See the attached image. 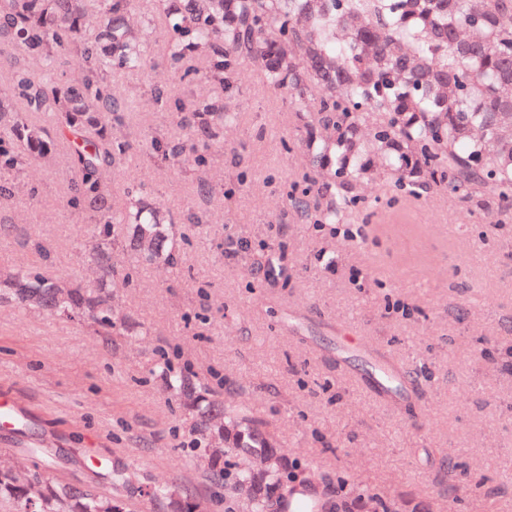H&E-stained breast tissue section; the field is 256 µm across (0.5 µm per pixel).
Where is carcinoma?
<instances>
[{
    "instance_id": "obj_1",
    "label": "carcinoma",
    "mask_w": 512,
    "mask_h": 512,
    "mask_svg": "<svg viewBox=\"0 0 512 512\" xmlns=\"http://www.w3.org/2000/svg\"><path fill=\"white\" fill-rule=\"evenodd\" d=\"M110 18L84 54L82 75L60 87L34 76L12 55V101H0V171L20 173L34 157L54 150L30 113L52 114L58 134L69 140L75 190L98 210L93 232L99 241L91 260L101 272L96 288H72L21 268L3 283L21 304L69 317L92 319L111 332L121 325L112 312L105 282L121 274L112 263V238L127 232L141 265L174 264L176 247L161 211L146 204L143 188L127 189L122 208L101 209L112 170L126 155L112 137V122L124 103L105 75L116 67L145 65L143 31L134 27V0H106ZM162 0L164 27L172 31L171 61L182 67L186 51L206 55L224 100L197 101L182 124L193 129L195 163L205 166L223 147L224 122L235 108L233 75L244 59L261 65L266 80L288 95L296 112H311L300 141L321 161L326 200H292L304 219L336 224L355 207L354 185L370 176L394 177L411 196L448 185L462 197L494 200L512 208V0ZM82 0H0V56L11 50L47 61L83 46ZM379 112L378 125L364 128L365 115ZM427 181H420L421 176ZM166 384L196 413L199 431L223 447L211 449L212 477L225 479L227 459L236 458L231 487L252 478L270 458L282 459L263 424L228 412L191 379L160 368ZM260 497L250 512H268L273 495L294 474L286 465L267 466ZM12 512H130L120 496L52 484L36 475L0 469V501Z\"/></svg>"
}]
</instances>
